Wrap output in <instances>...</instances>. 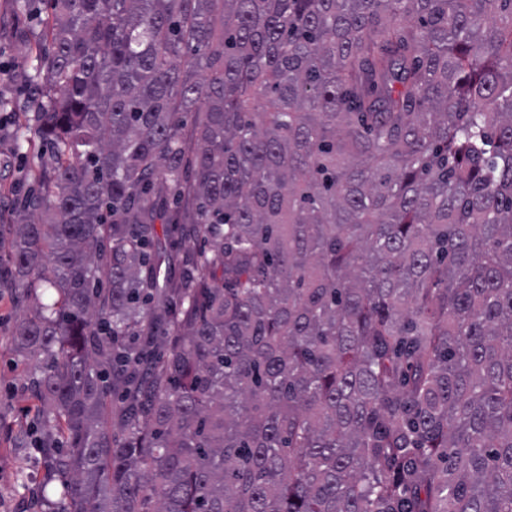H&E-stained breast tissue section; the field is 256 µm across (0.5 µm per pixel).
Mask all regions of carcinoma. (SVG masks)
I'll return each mask as SVG.
<instances>
[{
  "mask_svg": "<svg viewBox=\"0 0 512 512\" xmlns=\"http://www.w3.org/2000/svg\"><path fill=\"white\" fill-rule=\"evenodd\" d=\"M45 2L0 285L62 512H512V0ZM158 235L166 248V253L171 254V272L173 276L179 275V260L183 250V241L178 232H171L165 224L156 225Z\"/></svg>",
  "mask_w": 512,
  "mask_h": 512,
  "instance_id": "cac0c4a2",
  "label": "carcinoma"
}]
</instances>
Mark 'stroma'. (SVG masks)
<instances>
[{"mask_svg":"<svg viewBox=\"0 0 512 512\" xmlns=\"http://www.w3.org/2000/svg\"><path fill=\"white\" fill-rule=\"evenodd\" d=\"M14 17L0 0V222L11 223L17 201L34 180L37 160L27 142L17 139L18 119L29 88L20 79L33 70L36 53L14 35ZM20 308L10 292L0 293V512H16L36 498L34 512H60L59 481L44 466L37 443L45 429L31 410L32 395L10 342Z\"/></svg>","mask_w":512,"mask_h":512,"instance_id":"35a3bbf8","label":"stroma"}]
</instances>
